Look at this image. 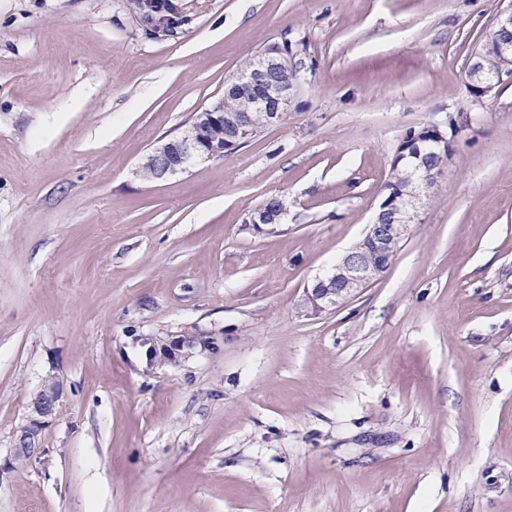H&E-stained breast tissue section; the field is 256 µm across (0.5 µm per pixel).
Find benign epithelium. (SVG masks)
I'll use <instances>...</instances> for the list:
<instances>
[{
	"label": "benign epithelium",
	"mask_w": 512,
	"mask_h": 512,
	"mask_svg": "<svg viewBox=\"0 0 512 512\" xmlns=\"http://www.w3.org/2000/svg\"><path fill=\"white\" fill-rule=\"evenodd\" d=\"M510 29L511 2L497 14L491 33L473 55L467 85L470 95L476 100L489 94L504 79L512 78V72L508 70L494 73L484 68L486 58L512 54V42L497 37V33ZM296 68L295 55L284 50L280 43H272L260 54L258 63L252 69L239 72L227 81L225 89L250 100L251 105L273 113L274 119L279 120L300 90L299 80L289 78ZM203 122L222 129L224 113L206 110L194 115L178 136L156 146L147 155L142 167L153 169L159 178L183 173L198 160L222 155L253 135L251 116L247 111L241 112L233 121L231 141L227 143L221 137H205L200 129ZM464 128L465 125L452 115L448 116L446 126H428L425 146L439 159V163L426 170L425 174L434 177L444 171L451 160L453 144ZM411 141L412 137L402 134L391 166H408L404 180L384 195L371 224L367 225L364 237L343 256L331 274L317 279L305 289L303 304L313 312L342 305L358 290L380 277L386 271L389 255L397 240L405 237L410 225L419 223L423 194L417 172L422 166L414 164V161L420 156L421 149L412 146ZM406 198L410 201L408 206L404 204ZM286 214L284 205L275 211L262 207L253 212L252 223L278 224ZM57 400L58 391L53 384L44 386L34 398L32 409L38 418L32 420L19 436L15 448L17 458H27L36 451V437L42 418L54 413Z\"/></svg>",
	"instance_id": "obj_1"
}]
</instances>
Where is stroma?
I'll return each instance as SVG.
<instances>
[{"mask_svg":"<svg viewBox=\"0 0 512 512\" xmlns=\"http://www.w3.org/2000/svg\"><path fill=\"white\" fill-rule=\"evenodd\" d=\"M177 4L155 30L133 0H0V512H512V80L467 88L503 0ZM285 39L279 123L141 175ZM458 110L388 270L301 312L400 136ZM272 196L283 222L248 223ZM58 400V391L54 384L45 385L32 402L33 412L41 418L51 416ZM43 422L38 419H32L31 423L24 428L17 441L15 456L24 459L31 456L36 450V437Z\"/></svg>","mask_w":512,"mask_h":512,"instance_id":"1","label":"stroma"}]
</instances>
